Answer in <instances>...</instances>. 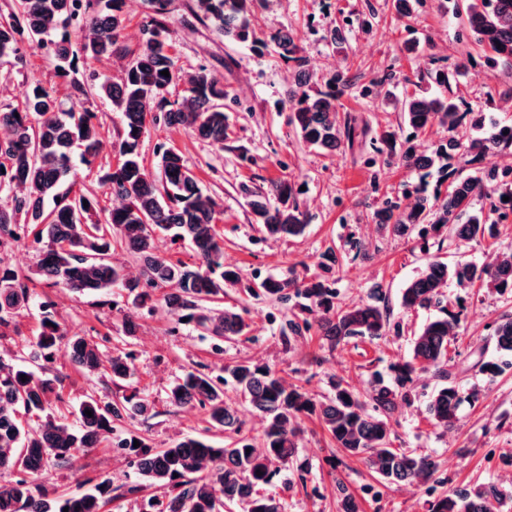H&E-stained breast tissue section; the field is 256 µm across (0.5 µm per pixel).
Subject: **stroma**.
<instances>
[{
	"instance_id": "1",
	"label": "stroma",
	"mask_w": 512,
	"mask_h": 512,
	"mask_svg": "<svg viewBox=\"0 0 512 512\" xmlns=\"http://www.w3.org/2000/svg\"><path fill=\"white\" fill-rule=\"evenodd\" d=\"M187 2L172 0L169 6L182 78L169 87L167 97L182 101L186 76L199 65L208 66L241 101L228 111L233 142L231 148L222 150L160 120L148 124L142 139L147 165L157 168L158 145L171 147L196 173L202 187L222 201L224 220L219 229L224 235L225 265L240 269L251 280L285 276L292 270L312 276L321 271L322 254L334 249L337 262L333 274L339 280L341 299L356 302L367 298L374 286H381L402 333L374 341L354 338L333 350L322 347L318 336L310 334L295 341L288 351L281 341L285 320L273 318V304L228 286L224 289L225 307L247 308L252 332L250 340L225 344L223 354L218 355L210 340L192 326H174L164 312L142 315L137 335L129 338L123 331L126 303H113L108 295L73 293L46 280L32 285L26 307L8 316L6 325L0 327V359L7 363L31 361V344L41 330V304L45 301L53 302L64 332L92 339L104 356L132 346L139 354L136 386L152 402L155 414L128 422L127 427L148 436L159 448L187 435L206 433L203 409L178 408L167 399L170 385L194 365L215 370L227 361L256 358L318 397L328 394L333 375L362 391L373 371H386L390 363L409 358L414 331L433 315L429 309L407 312L399 306L401 288L427 260L416 232L396 235L372 221L373 211L385 199L401 196L410 173L398 160L375 156L367 141L333 155L306 149L289 126L287 112L278 109L292 84L291 68L276 54L259 57L248 46L217 37L190 15ZM346 18L352 24L345 29L344 45L332 43L331 29ZM255 25L267 34L292 31L309 69L317 76L348 70L351 84L341 101L351 115L369 124L372 133L397 127L400 117L381 102L361 97L362 87L387 74L395 93H411L417 70L429 68L432 59L449 65L466 53L475 59L462 85L466 101L473 108L493 112L500 120L512 121V65L487 71L480 63L481 47L452 15L436 7L423 5L405 21L396 15L392 0H282L280 6L257 12ZM411 38L418 44L409 52L405 42ZM22 48L25 69L17 71L0 64V108L21 105L35 84L66 95L68 81L59 77L57 63L45 45L33 38L25 40ZM86 106L98 115L103 145L92 166L76 164L70 184L73 192L96 195L101 209L107 211L117 200L107 194L101 179L118 161L115 142L121 118L107 99L97 95H89ZM285 174L304 183L300 203L311 221L303 236L266 240L249 222L240 187L264 185ZM350 239L359 241L360 252L348 250ZM509 247L512 218L499 224L496 237L472 241L459 249L443 247L440 256L447 262L462 259L481 265ZM443 302L464 305L459 336L449 347L453 353L466 354L487 345L489 325L501 314L512 312V295L485 287L463 289L453 282L445 288ZM31 363L42 377L53 379L61 395L52 404L58 421L73 423L72 406L85 394L112 398L119 393L107 377L80 373L67 352H59L45 367L37 361ZM463 384L478 388L480 399L476 405L464 406L457 430L445 432L434 427L425 413L424 402L435 380L421 375L413 405L398 409L390 419L393 445L434 457L440 464L438 477L447 479L452 488L488 481L512 483V370L492 381L469 375ZM302 425L304 441L298 459L308 470L303 480L271 488L286 502L287 512H337L335 482L339 479L363 495L364 512H426L425 488L391 485L373 496L366 492L373 478L361 460L347 458L337 469H330L326 460L335 449L328 436L316 420L304 419ZM104 478L121 488L140 481L121 449L106 441L80 453L73 464L47 465L39 476L43 485L61 493L77 490L83 481Z\"/></svg>"
}]
</instances>
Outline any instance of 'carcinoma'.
I'll list each match as a JSON object with an SVG mask.
<instances>
[{"mask_svg":"<svg viewBox=\"0 0 512 512\" xmlns=\"http://www.w3.org/2000/svg\"><path fill=\"white\" fill-rule=\"evenodd\" d=\"M150 13L142 31V42L122 76H93L92 88L108 99L121 114L117 166L102 184L120 205L97 218V199L83 193L70 195L61 187L71 171L73 146L81 148L80 161L93 163L101 147L96 113L85 106L88 90L71 82L66 99L42 86L33 88L17 107L0 109V191L19 190L10 208H0V235L14 241L29 236L40 252L36 275L71 292L109 294L118 287L132 296L139 311L162 308L177 324L186 323L201 335L224 342L249 337L250 323L235 308H219L224 287L240 283L238 270L224 266V242L217 223L224 215L222 204L200 185L195 173L172 148L159 146L160 176L145 165L142 137L148 120L163 113L166 124L183 128L198 138L224 148L230 140V124L223 101L236 102L224 83L207 66L201 65L188 79L182 103L166 98L168 87L179 80L172 53L173 39L168 23L169 0H146ZM280 0H191V15L214 34L230 43L244 44L258 56L273 51L292 64L295 88L284 102L288 122L307 148L336 153L343 140L368 134L352 120L338 123L340 98L349 77L339 71L322 80L306 68L291 31L266 36L257 31L255 13ZM126 0H13L10 11L0 16V62L14 68L24 66L21 41L42 38L58 61L63 75L78 71V63L115 54H126L123 31ZM455 15L484 47L483 66L493 71L512 65V0H463ZM473 65L467 58L442 70L428 71L429 78L444 92L426 90L402 98L381 92L389 78L384 76L361 90V96L384 100L401 114L402 125L386 130L371 140L373 150L397 156L401 165L419 177L405 184L406 202L385 200L372 214L373 223L404 235L418 231L421 249L430 250L429 239L446 235L457 246L478 238L496 237L497 225L512 214V166L501 170L481 167L490 152L512 146V123L497 121L481 110L467 107L459 77ZM169 71V76L161 71ZM448 129V139L426 154L411 144L433 126ZM470 165L464 175L454 166L457 158ZM438 167L439 188L427 192L423 180L427 170ZM250 221L269 238L304 234L309 216L298 202L300 186L282 178L266 188L242 186ZM497 196L489 212L473 207V200ZM509 200H503V197ZM165 235L174 242L189 243L196 256L190 266L157 254L155 237ZM123 247L138 262L141 274L130 278L125 268L112 262L115 246ZM453 280L462 288L486 284L497 292L512 294V249L496 254L490 264L467 261L448 264L435 257L400 290L399 303L405 311L436 307L440 315L429 320L412 342L408 360L391 366V374H373L366 394L356 392L341 379H331V392L316 399L300 385L289 384L279 371L253 360L224 365V373L212 375L199 369L187 371L169 388L168 401L176 407L201 406L207 430L224 434V445L213 446L200 437H183L167 448H157L140 436L119 439L118 447L135 463L144 486H130L117 494L109 480L76 493L51 491L37 482L46 464L54 460L70 464L80 451L96 447L123 421L145 417L151 402L133 387L136 351L122 350L105 360L98 344L84 336L66 337L55 318L53 304L42 305L41 331L32 343L34 358L53 360L60 345L83 373H105L112 385L123 390L117 400L94 395L77 408L79 425L71 429L47 412L54 390L26 366L0 362V472L16 478L0 485V512H104L115 499L136 495L143 487L160 493L135 499L137 512H285L284 503L262 489L288 471L303 470L298 461L299 420L313 416L345 455L365 462L376 480L386 486L404 483L425 485L427 512H499L512 492L495 482L446 489L435 478L438 463L405 448L392 446L389 419L402 406L412 403L415 378L430 374L438 385L426 404L434 425L453 430L463 403H474L478 392H465L450 365L448 346L460 328V312L443 306L442 288ZM257 300L293 303L304 313H291L282 333L284 345L291 337L312 330L321 346L330 350L354 337L381 339L400 326L392 324L391 309L382 289L374 288L368 300L350 305L340 303L336 281L329 278L267 276L247 286ZM27 283L9 266L0 264V325L14 310L27 304ZM495 357L486 351L461 373L470 371L490 380L512 367V314L501 316L491 326ZM26 380H21V376ZM240 393L245 403L263 420L260 437L243 433L238 411L229 403L226 386ZM92 416H87L85 410ZM45 414L39 430L25 428L20 414ZM139 447H134V442ZM339 512H362L358 498L342 481L336 482Z\"/></svg>","mask_w":512,"mask_h":512,"instance_id":"cac0c4a2","label":"carcinoma"}]
</instances>
